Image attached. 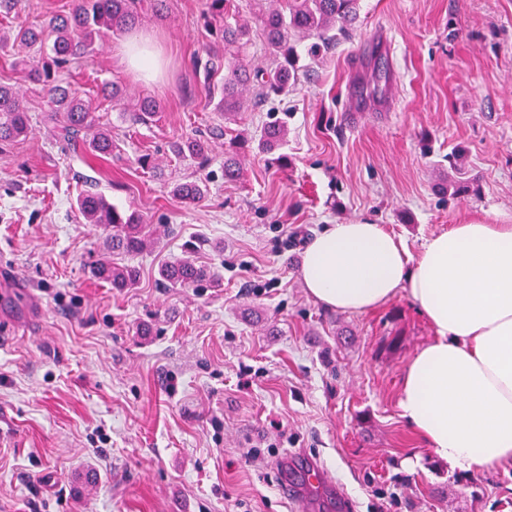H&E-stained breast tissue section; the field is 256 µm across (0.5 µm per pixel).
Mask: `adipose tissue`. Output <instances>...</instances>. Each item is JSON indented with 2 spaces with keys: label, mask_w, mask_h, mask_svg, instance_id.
<instances>
[{
  "label": "adipose tissue",
  "mask_w": 512,
  "mask_h": 512,
  "mask_svg": "<svg viewBox=\"0 0 512 512\" xmlns=\"http://www.w3.org/2000/svg\"><path fill=\"white\" fill-rule=\"evenodd\" d=\"M301 276L335 311L407 295L434 336L404 371L402 417L455 469L512 465V224H454L414 255L382 225L330 224L307 245Z\"/></svg>",
  "instance_id": "1"
}]
</instances>
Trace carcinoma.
I'll return each mask as SVG.
<instances>
[{"instance_id":"obj_1","label":"carcinoma","mask_w":512,"mask_h":512,"mask_svg":"<svg viewBox=\"0 0 512 512\" xmlns=\"http://www.w3.org/2000/svg\"><path fill=\"white\" fill-rule=\"evenodd\" d=\"M143 0H75L66 14H57L47 23L20 19L11 29L10 39L28 50L29 55L17 61L27 71L28 79L47 95L52 108L57 137L94 155L106 156L116 148L112 129L93 112L84 97L69 85L56 79L57 73L72 62L86 57L95 39L105 32L121 36L135 27L141 18ZM269 6L258 8L266 52L270 64L253 65L246 60L250 45L248 24L228 21L232 0H207L206 19L209 38L193 58L195 66H203L206 81L224 73L218 89L216 110L224 119L233 121L247 103L244 93L254 90L253 101L288 92L301 66L296 41L314 37L312 57L328 50L341 37H348L359 17V0H268ZM162 103L142 96L123 113L135 122L146 123L161 111ZM31 133L29 116L22 98L9 86L0 84V153ZM287 127L278 120L263 128L257 139L258 152L271 155L278 164L285 162L277 151L286 142ZM252 139L237 135L232 151L224 153V177L240 173L242 149ZM176 157L207 165L209 145L197 137L171 142ZM171 196L184 205L202 202L207 190L198 183L170 184ZM79 213L89 224L106 232L104 252L91 266L94 277L119 290L132 288L139 281V271L129 264L114 260L117 255L141 253L156 238V229L142 223L139 213L120 209L100 193L84 192L76 200ZM162 281L179 287H193L213 279L203 265L189 258L167 263L160 270Z\"/></svg>"}]
</instances>
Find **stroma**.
Returning <instances> with one entry per match:
<instances>
[{"mask_svg":"<svg viewBox=\"0 0 512 512\" xmlns=\"http://www.w3.org/2000/svg\"><path fill=\"white\" fill-rule=\"evenodd\" d=\"M144 11L161 71L148 80L96 39L64 83L112 128L98 158L60 142L47 97L0 50V83L17 89L32 133L0 153V512H290L280 460L321 462L355 512H512V468L453 470L407 425L402 376L432 329L405 295L364 314L306 293L304 251L325 225H382L417 252L454 224L512 222V0H361L350 39L304 69L288 95L225 121L192 59L206 37L205 0ZM385 33L398 111H351L359 52ZM163 110L149 125L97 95L100 83ZM286 121L287 167L248 153L226 180L224 147ZM185 135L210 142L199 168L169 157ZM467 153L477 196L451 198L448 157ZM162 161L164 177L139 166ZM208 178L184 206L177 180ZM96 189L169 232L129 257L137 287L119 291L90 265L105 235L75 207ZM192 255L216 288L159 282ZM170 193L175 200L184 205H196L204 200L207 190L199 183L175 182L170 184Z\"/></svg>","mask_w":512,"mask_h":512,"instance_id":"obj_1","label":"stroma"}]
</instances>
